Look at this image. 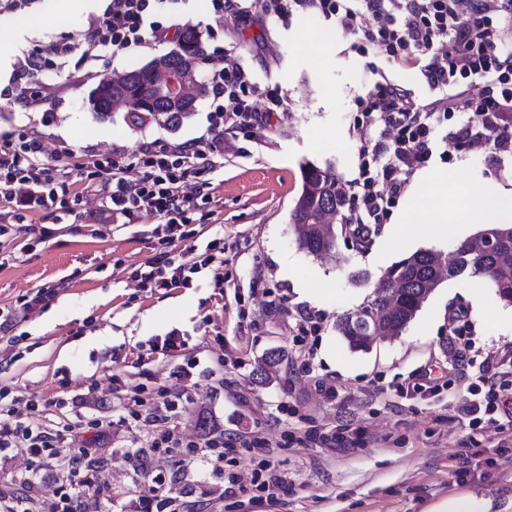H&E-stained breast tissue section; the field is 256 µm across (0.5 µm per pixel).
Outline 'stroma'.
Returning a JSON list of instances; mask_svg holds the SVG:
<instances>
[{"instance_id": "35a3bbf8", "label": "stroma", "mask_w": 512, "mask_h": 512, "mask_svg": "<svg viewBox=\"0 0 512 512\" xmlns=\"http://www.w3.org/2000/svg\"><path fill=\"white\" fill-rule=\"evenodd\" d=\"M104 7L105 0H84L80 11L61 19L54 16V0L0 10V31L9 36L0 47V84L38 45L83 40ZM189 7L204 49L235 47L246 54L261 85L280 87L287 96L286 110L271 115L257 136L225 132L224 167L212 176L214 200L194 214L199 245L224 238L223 288H215L208 271L190 288L137 286L133 271L162 249L155 217L96 224L58 212L32 213L29 223L0 239V307L40 288L55 295L17 326V356L0 341V383L24 398L48 401L66 376L76 392L97 387L94 407L104 413L115 397L152 403L161 387L170 386L168 366L149 352L152 337L177 328L187 335L185 356L209 352L212 370L182 382L188 400L170 411L167 422L130 419L105 443L84 434L99 476L101 512H140L139 496L157 478L164 483L165 512H421L431 499L465 487L511 497L512 447H498L488 433L451 417L463 383L447 366L449 309L466 312L480 351L512 350V306L493 319L477 310L481 301L498 305L490 285L442 283L400 336L366 353L350 351L336 331L340 316L371 300L386 267L421 249L449 255L476 225H456L437 239L433 225L401 223L397 206L364 246L340 238L333 252L316 259L295 241L290 212L302 165L332 170L345 183L358 175L355 99L374 79L369 57L334 23L314 14H294L286 27L268 26L257 14L246 22L228 17L216 29L211 0H191ZM301 21L336 32L347 45L323 71L295 66L302 41L295 25ZM166 51L146 44L118 54L102 49L86 62L76 52L56 58L33 78L41 92L37 103L0 99V132L32 128L65 163L94 153L127 155L159 138L182 143L201 137L208 128L207 96L176 127H136L125 109L101 116L88 104L90 92L113 73L142 67ZM511 158L452 145L447 159L433 158L428 167L501 182ZM41 227L52 234L37 245L32 232ZM311 288L328 289L330 304L313 301ZM300 306L313 312V321L300 322ZM115 350L121 355L116 363L109 358ZM272 351L279 364L259 374ZM431 358L446 366L445 388L435 396L413 391L386 405L376 385L407 383ZM211 418L225 435L244 436V450L226 453L219 472L210 465L216 449L190 445ZM340 424L366 428L367 434L356 444L332 447L303 437ZM170 426L187 447L160 448ZM489 457L494 467L457 477L463 462ZM262 458L287 473V490L262 502L249 493L228 494V476L250 483ZM30 464L22 448L0 464V504L20 499L29 512H58L62 461L45 460L48 482L32 488L21 480Z\"/></svg>"}]
</instances>
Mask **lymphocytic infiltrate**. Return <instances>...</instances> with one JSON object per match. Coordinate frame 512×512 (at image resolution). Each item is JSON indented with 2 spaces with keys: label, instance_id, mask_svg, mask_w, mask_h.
Wrapping results in <instances>:
<instances>
[{
  "label": "lymphocytic infiltrate",
  "instance_id": "1",
  "mask_svg": "<svg viewBox=\"0 0 512 512\" xmlns=\"http://www.w3.org/2000/svg\"><path fill=\"white\" fill-rule=\"evenodd\" d=\"M189 0H108L87 32L84 56L101 48L119 53L155 42L177 44L190 25ZM267 22L285 23L294 13H311L334 21L353 36V46L386 63L418 70L426 94L381 78L357 98L359 112L353 129L358 141L359 174L351 181L352 227L373 233L405 191L411 176L427 164L442 143L461 141L482 152L512 149V0H263ZM67 46L49 42L30 52L14 69L0 95L25 102L38 94L29 79L46 61L67 53ZM206 83L212 95L206 136L181 144L155 140L120 160L99 154L91 161V182H84L82 166L68 168L51 159L43 136L27 130L0 135V199L15 203L19 214L0 215V237L22 223L26 211L68 208L82 194L98 196L100 208L113 219L131 223L152 215L164 243L182 242L185 253L162 252L137 270L142 287L189 288L196 274L211 267L224 253L222 238L197 248L190 214L198 202H209L215 173L224 157L228 130H260L272 113L284 111L280 88L261 87L245 56L232 49L207 55ZM467 118L457 130L448 119L458 110ZM464 314L448 315L450 347L463 367L469 368L466 393L458 407L469 427L490 431L500 442L512 441V356L500 360L486 354L472 357L471 341L459 339ZM187 346L183 332L171 330L152 341L154 352L172 360L170 377L185 380L210 356L179 363ZM60 396L52 405L61 416L52 430L23 416L36 409L22 401L14 388L0 386V454L27 449L32 459L66 453L77 480L61 497V512H76L96 483L94 469L85 463L88 453L81 437L96 439L112 433L111 421L75 420L66 408L76 397L67 395V380H60Z\"/></svg>",
  "mask_w": 512,
  "mask_h": 512
}]
</instances>
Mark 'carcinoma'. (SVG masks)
I'll list each match as a JSON object with an SVG mask.
<instances>
[{
	"label": "carcinoma",
	"mask_w": 512,
	"mask_h": 512,
	"mask_svg": "<svg viewBox=\"0 0 512 512\" xmlns=\"http://www.w3.org/2000/svg\"><path fill=\"white\" fill-rule=\"evenodd\" d=\"M200 41L196 31L190 29L181 42L170 51L154 58L149 64L130 71L115 73L112 79L99 84L93 93L94 112L105 115L119 100L134 104L129 119L134 126L156 123L176 126L189 117L194 107L177 102H161L153 97L155 71L173 68L194 88V98L206 93L204 81L199 77L195 61L199 58ZM302 183L290 213L296 243L308 255L320 258L336 248V223H348L350 195L347 187L329 169L306 165L301 171ZM484 228L501 233V245L493 254L485 253L477 239L468 237L455 249V258L448 263V279L460 278L458 264H468L465 273L485 278L498 298L512 305V278L501 270L512 266V224H486ZM417 251L394 262L384 273L388 280L382 290L355 313L341 316L336 331L353 351H368L374 337L390 339L402 334L414 319L428 295L413 291V286L428 282L434 276L430 260Z\"/></svg>",
	"instance_id": "1"
}]
</instances>
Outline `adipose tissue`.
<instances>
[{
    "instance_id": "1",
    "label": "adipose tissue",
    "mask_w": 512,
    "mask_h": 512,
    "mask_svg": "<svg viewBox=\"0 0 512 512\" xmlns=\"http://www.w3.org/2000/svg\"><path fill=\"white\" fill-rule=\"evenodd\" d=\"M406 209L424 214L426 222L450 224H512V186L469 178L459 181L447 174L416 173L406 197ZM423 512H512V498L462 488L431 500Z\"/></svg>"
}]
</instances>
